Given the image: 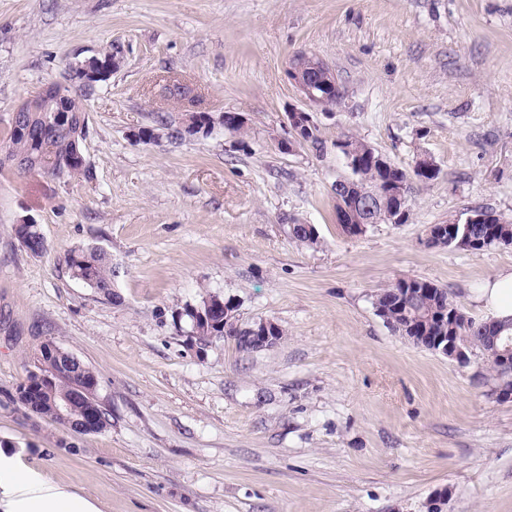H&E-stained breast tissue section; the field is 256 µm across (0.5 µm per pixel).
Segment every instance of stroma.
Instances as JSON below:
<instances>
[{
  "instance_id": "stroma-1",
  "label": "stroma",
  "mask_w": 512,
  "mask_h": 512,
  "mask_svg": "<svg viewBox=\"0 0 512 512\" xmlns=\"http://www.w3.org/2000/svg\"><path fill=\"white\" fill-rule=\"evenodd\" d=\"M300 52L344 99L315 110L319 144L283 152ZM115 53L88 100L92 179L42 180L35 208L32 176L0 173V449L100 512H425L442 490L443 512H512V399L487 358L417 346L374 306L422 279L481 321L477 288L512 267V246L427 242L474 208L512 219V0H0V129L66 64ZM190 112L211 131L133 138ZM347 136L407 171L436 162L407 223L343 232ZM29 223L37 256L14 234ZM91 246L120 271L116 300L71 275L68 253ZM206 292L282 339L191 347L183 310ZM48 340L97 372L106 431L9 401ZM14 231L22 247L31 254L39 255L46 249L38 224H18L15 225Z\"/></svg>"
}]
</instances>
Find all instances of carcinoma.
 <instances>
[{
  "instance_id": "1",
  "label": "carcinoma",
  "mask_w": 512,
  "mask_h": 512,
  "mask_svg": "<svg viewBox=\"0 0 512 512\" xmlns=\"http://www.w3.org/2000/svg\"><path fill=\"white\" fill-rule=\"evenodd\" d=\"M69 79L85 83L82 92L67 102L68 112L62 122L49 126L39 121L25 136H18L11 126L0 133V153L15 150L27 155L31 161L29 173L42 178L55 180L82 175L87 179L93 173L88 162H81L77 155L82 153V144L89 129V114L84 104V92L94 87L97 80L79 66L68 65ZM343 155L351 157V177L336 182V218L342 230L348 234H361L370 224L389 221L394 214L396 198L391 196L395 188L407 199L411 198L410 178L421 182L437 178L439 169L430 162L431 173L425 174L413 168L408 173L395 164L384 170L372 165L371 158L377 151L366 142L355 137H346L336 142ZM486 217L484 224H469L465 219L448 221L446 227L454 229V235L442 243L468 251H478L491 246H512V221L493 211L482 210ZM15 235L22 247L33 255L45 249V240L36 224H17ZM291 235L302 242L314 245L318 242V232L310 224L289 225ZM66 262L72 276L94 288L106 298L114 296L112 288L119 271L112 266V259L105 252H95L82 248L70 252ZM406 287L414 289V295L406 298L396 293L398 285L392 284L375 294L374 305L377 314L395 332L401 334L412 326L420 325L418 319L431 316L426 337L420 341L425 347L436 336L448 335V310L458 313L453 334L460 343L470 349L478 348L487 356H492L494 348H512V320L477 322L465 313L448 297V290L430 281L411 279ZM223 316L198 325L190 345L203 347L224 335ZM80 382L63 369L62 359H56L39 350L31 369L20 382L15 392L8 394L9 400L24 410L51 422H56L50 406L45 403L48 394L58 397L73 393Z\"/></svg>"
}]
</instances>
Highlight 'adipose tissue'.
Instances as JSON below:
<instances>
[{"label":"adipose tissue","instance_id":"obj_1","mask_svg":"<svg viewBox=\"0 0 512 512\" xmlns=\"http://www.w3.org/2000/svg\"><path fill=\"white\" fill-rule=\"evenodd\" d=\"M476 300L488 320L512 318V269L478 289ZM0 512H99L86 497L22 469L16 457L0 453Z\"/></svg>","mask_w":512,"mask_h":512}]
</instances>
